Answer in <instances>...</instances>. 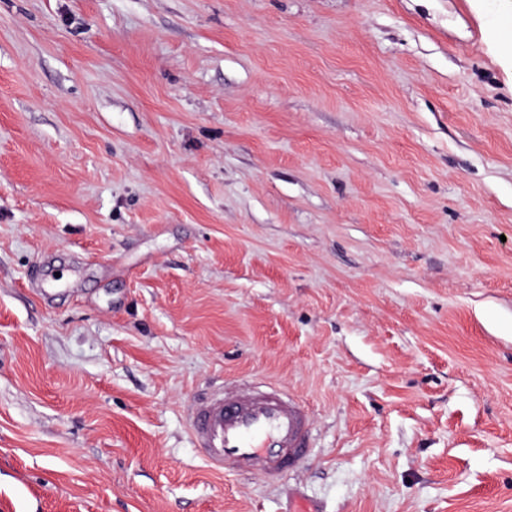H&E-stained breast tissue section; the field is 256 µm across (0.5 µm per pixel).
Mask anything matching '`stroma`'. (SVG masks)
<instances>
[{"label":"stroma","instance_id":"1","mask_svg":"<svg viewBox=\"0 0 512 512\" xmlns=\"http://www.w3.org/2000/svg\"><path fill=\"white\" fill-rule=\"evenodd\" d=\"M503 7L0 0V512H512ZM244 376L275 484L193 445ZM190 431L195 448L214 470L250 472L274 482L296 471L310 448L302 402L258 379L199 396Z\"/></svg>","mask_w":512,"mask_h":512}]
</instances>
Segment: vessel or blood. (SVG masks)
I'll use <instances>...</instances> for the list:
<instances>
[{"mask_svg":"<svg viewBox=\"0 0 512 512\" xmlns=\"http://www.w3.org/2000/svg\"><path fill=\"white\" fill-rule=\"evenodd\" d=\"M190 431L195 448L214 470L250 472L271 481L296 471L310 445L302 402L256 379L199 396Z\"/></svg>","mask_w":512,"mask_h":512,"instance_id":"b4317fda","label":"vessel or blood"}]
</instances>
